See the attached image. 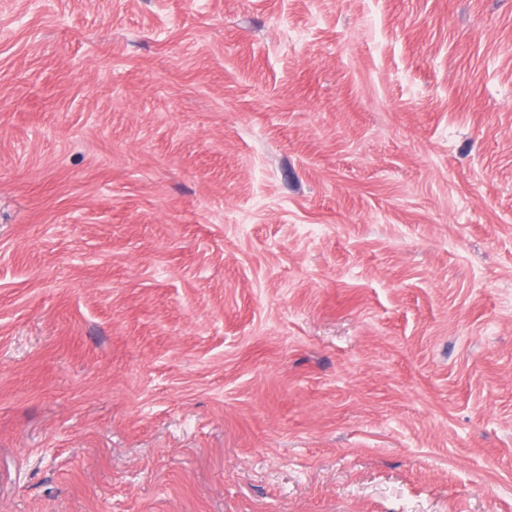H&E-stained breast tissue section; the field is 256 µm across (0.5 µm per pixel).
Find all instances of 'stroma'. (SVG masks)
<instances>
[{"mask_svg": "<svg viewBox=\"0 0 512 512\" xmlns=\"http://www.w3.org/2000/svg\"><path fill=\"white\" fill-rule=\"evenodd\" d=\"M0 512H512V0H0Z\"/></svg>", "mask_w": 512, "mask_h": 512, "instance_id": "obj_1", "label": "stroma"}]
</instances>
